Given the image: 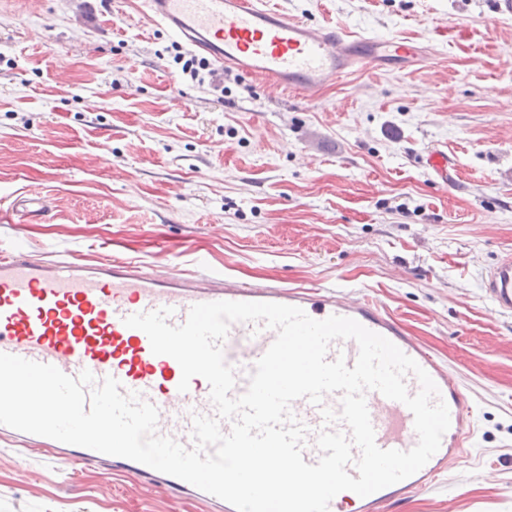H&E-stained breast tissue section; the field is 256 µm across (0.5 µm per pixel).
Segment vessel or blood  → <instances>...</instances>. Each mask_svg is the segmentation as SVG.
<instances>
[{
	"label": "vessel or blood",
	"instance_id": "obj_1",
	"mask_svg": "<svg viewBox=\"0 0 512 512\" xmlns=\"http://www.w3.org/2000/svg\"><path fill=\"white\" fill-rule=\"evenodd\" d=\"M144 4L156 25L225 69L260 77L279 96L295 92L311 98L364 67L386 74L425 60L416 43L297 20L270 6L268 0H144ZM425 162L443 184H454V163L447 152L430 151ZM485 289L502 312L512 313L511 253L500 256L490 268ZM217 301L279 303L299 307L317 320L332 315L354 319L394 343L437 385L450 414L439 450L414 475L359 498L356 512H390L392 506L429 487L466 454L477 415L447 369L382 305L333 289L255 285L184 272L151 276L133 261L65 256L44 260L12 252L0 255V352L54 365L72 377L85 370L99 381L115 377L124 391L138 392L158 408V434L189 447L193 414L215 413L208 382L194 377L188 391L179 392L178 362L153 354L147 334L127 327L124 319L170 307L174 313L169 322L178 326L193 305ZM275 338L274 330L259 324H231L222 350L236 370L233 395L246 390L248 373ZM340 402L336 392L326 395L319 406L305 399L292 403L293 414L308 429L303 447L306 463H317L320 457L315 440L327 426L322 408L336 410ZM366 403L379 448L407 451L416 446L414 418L403 403L376 391L367 392ZM1 435L27 449L50 450L63 464L103 458L97 451L2 424ZM113 462L141 483L190 495L197 492L195 486L137 461L117 456Z\"/></svg>",
	"mask_w": 512,
	"mask_h": 512
}]
</instances>
